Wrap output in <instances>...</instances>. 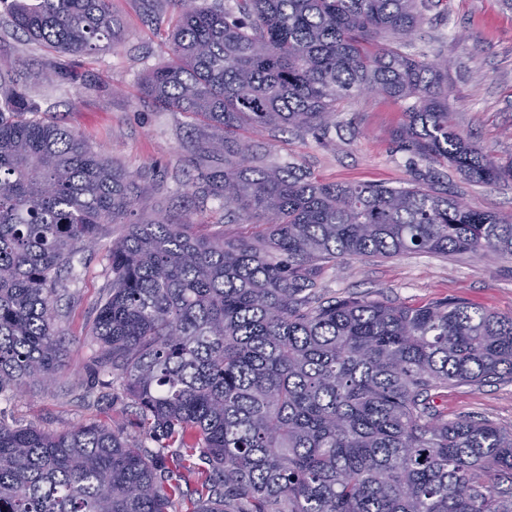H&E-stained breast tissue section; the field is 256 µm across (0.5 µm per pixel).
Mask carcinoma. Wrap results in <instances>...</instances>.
<instances>
[{
	"label": "carcinoma",
	"instance_id": "obj_1",
	"mask_svg": "<svg viewBox=\"0 0 512 512\" xmlns=\"http://www.w3.org/2000/svg\"><path fill=\"white\" fill-rule=\"evenodd\" d=\"M16 29L63 53L117 42L110 0H0ZM172 61L142 93L224 130L202 198L264 224L253 239L191 231L193 213L131 216L154 188L39 117L0 68V401L56 380L62 269L106 224L112 281L91 342L136 408L148 451L109 425L59 433L0 415V512H182L164 449L201 469L189 512H512V431L448 419L450 386L512 382V316L461 301L316 299L338 259L411 251L512 256V221L433 182L512 180L448 112V70L401 51L430 0H170ZM406 102L393 141L426 165L408 187L319 183L245 164L240 129L329 130L367 91Z\"/></svg>",
	"mask_w": 512,
	"mask_h": 512
}]
</instances>
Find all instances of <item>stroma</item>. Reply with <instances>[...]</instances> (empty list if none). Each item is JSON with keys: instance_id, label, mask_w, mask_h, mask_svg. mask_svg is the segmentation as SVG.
<instances>
[{"instance_id": "35a3bbf8", "label": "stroma", "mask_w": 512, "mask_h": 512, "mask_svg": "<svg viewBox=\"0 0 512 512\" xmlns=\"http://www.w3.org/2000/svg\"><path fill=\"white\" fill-rule=\"evenodd\" d=\"M111 7L122 29L120 42L81 57L45 50L13 30L0 12V66L27 64L33 76L19 90L40 103L42 118L61 122L127 171L154 179L157 189L139 205V221L158 210L179 214L191 208L199 221L195 233L228 240L249 236L250 225L227 222L220 200L199 197L202 175L224 167L223 155L206 149L219 129L141 99L143 77L170 59L167 32L155 25L170 14L168 0H111ZM406 43L407 53L447 69L448 110L457 130L496 158L511 159L512 10L501 0H440ZM405 109V103L367 93L344 103L327 134L246 128L239 136L270 166L291 163L326 183L399 188L409 185L415 163L393 142ZM440 180L471 209L512 220L511 182L473 184L450 167L442 169ZM122 230L119 224L105 226L95 250L78 255L63 272L66 289L56 302L65 338L59 378L1 406L8 420L48 433L95 421L142 441L129 399L103 386L88 336L112 280L106 249ZM318 285L326 298L367 297L393 305L452 299L512 316V257L409 252L341 259L321 269ZM89 387L94 395L87 400ZM437 405L449 418H486L512 430V384L455 386Z\"/></svg>"}]
</instances>
